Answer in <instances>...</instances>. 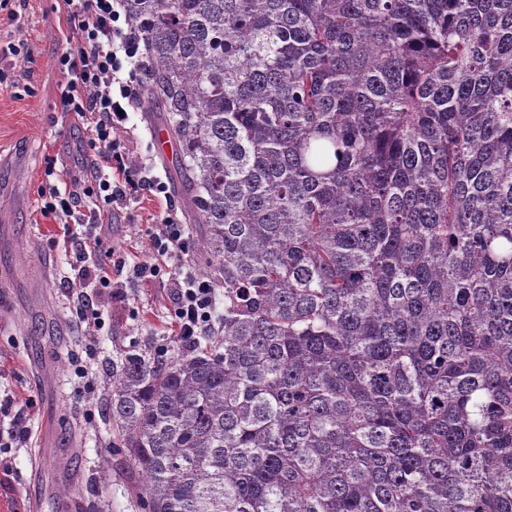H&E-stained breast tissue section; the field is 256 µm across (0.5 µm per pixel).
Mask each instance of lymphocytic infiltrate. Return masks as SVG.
Returning <instances> with one entry per match:
<instances>
[{"label": "lymphocytic infiltrate", "instance_id": "lymphocytic-infiltrate-1", "mask_svg": "<svg viewBox=\"0 0 512 512\" xmlns=\"http://www.w3.org/2000/svg\"><path fill=\"white\" fill-rule=\"evenodd\" d=\"M75 47L62 53L58 67L66 77L62 104L88 124V143L102 164L93 186L83 192L68 185L50 184L48 198L43 202L46 215L68 224L84 227V237L99 240L102 226L97 218L151 189L162 194L166 185L158 177L142 175L140 169L126 164L114 138L115 130L126 121V112L137 97V85L142 73L140 41L127 21L122 20L118 0H62ZM155 260L142 261L134 266L137 277L148 279L161 270L159 260L187 251L182 225L164 217L152 235ZM110 251L89 254L77 250L71 268L72 285L82 318H99L97 295L88 293L86 283L95 276ZM215 288L212 283L183 272L172 291L174 315L179 335L186 344H194L198 336L212 324Z\"/></svg>", "mask_w": 512, "mask_h": 512}]
</instances>
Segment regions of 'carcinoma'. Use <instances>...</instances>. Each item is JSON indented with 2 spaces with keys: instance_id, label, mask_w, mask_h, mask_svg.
<instances>
[{
  "instance_id": "cac0c4a2",
  "label": "carcinoma",
  "mask_w": 512,
  "mask_h": 512,
  "mask_svg": "<svg viewBox=\"0 0 512 512\" xmlns=\"http://www.w3.org/2000/svg\"><path fill=\"white\" fill-rule=\"evenodd\" d=\"M224 314L103 400L147 512H512V0H123Z\"/></svg>"
}]
</instances>
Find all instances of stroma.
Wrapping results in <instances>:
<instances>
[{
  "label": "stroma",
  "instance_id": "stroma-1",
  "mask_svg": "<svg viewBox=\"0 0 512 512\" xmlns=\"http://www.w3.org/2000/svg\"><path fill=\"white\" fill-rule=\"evenodd\" d=\"M25 16V57H0L8 77L0 87V401L23 409L31 437L0 453L9 470L0 512H145L141 481L124 449L110 448L115 428L102 401L112 358L128 349H184L171 299L181 266L204 267L195 246L201 224L186 227L190 252L173 258L156 280L134 276L135 263L153 256L151 234L164 213L182 220L185 200L170 184L175 165L151 138L147 103L129 111L116 133L132 165L168 182L169 200L142 192L104 218L103 242L117 296L103 299L104 327L82 321L67 281L76 244L61 224L42 216L40 191L48 177L79 183L96 170L87 125L64 112L65 78L57 58L71 44L62 0H14ZM78 436H71V427Z\"/></svg>",
  "mask_w": 512,
  "mask_h": 512
}]
</instances>
